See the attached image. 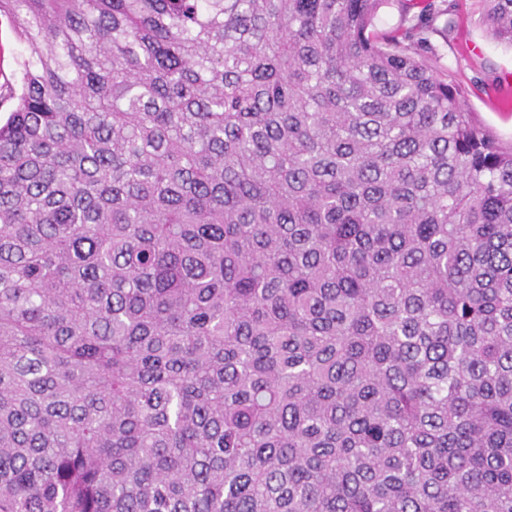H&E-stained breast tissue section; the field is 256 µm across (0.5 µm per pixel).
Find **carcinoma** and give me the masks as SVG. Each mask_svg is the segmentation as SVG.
Instances as JSON below:
<instances>
[{"label":"carcinoma","mask_w":512,"mask_h":512,"mask_svg":"<svg viewBox=\"0 0 512 512\" xmlns=\"http://www.w3.org/2000/svg\"><path fill=\"white\" fill-rule=\"evenodd\" d=\"M388 2L0 0V512H512V144ZM24 45L17 38L6 19L0 21V85L6 83L18 87L20 83V62Z\"/></svg>","instance_id":"1"}]
</instances>
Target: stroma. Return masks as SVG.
Returning a JSON list of instances; mask_svg holds the SVG:
<instances>
[{"instance_id":"35a3bbf8","label":"stroma","mask_w":512,"mask_h":512,"mask_svg":"<svg viewBox=\"0 0 512 512\" xmlns=\"http://www.w3.org/2000/svg\"><path fill=\"white\" fill-rule=\"evenodd\" d=\"M438 27L448 30L438 68L447 70L467 91L482 121L505 142H512V47L495 41L481 19L480 0H447ZM24 46L7 21H0V85H19Z\"/></svg>"}]
</instances>
